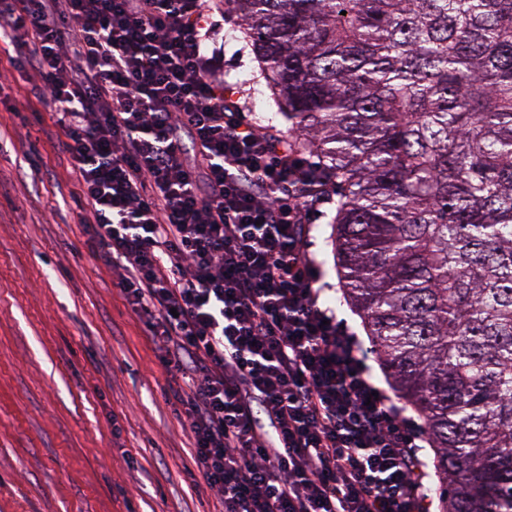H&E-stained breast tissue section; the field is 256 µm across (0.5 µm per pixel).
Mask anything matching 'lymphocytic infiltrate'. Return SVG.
<instances>
[{"mask_svg":"<svg viewBox=\"0 0 512 512\" xmlns=\"http://www.w3.org/2000/svg\"><path fill=\"white\" fill-rule=\"evenodd\" d=\"M211 0H0L95 256L145 318L221 512H421L422 434L319 304L320 167L230 100Z\"/></svg>","mask_w":512,"mask_h":512,"instance_id":"lymphocytic-infiltrate-1","label":"lymphocytic infiltrate"}]
</instances>
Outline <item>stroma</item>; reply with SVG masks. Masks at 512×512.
I'll return each instance as SVG.
<instances>
[{
	"instance_id": "35a3bbf8",
	"label": "stroma",
	"mask_w": 512,
	"mask_h": 512,
	"mask_svg": "<svg viewBox=\"0 0 512 512\" xmlns=\"http://www.w3.org/2000/svg\"><path fill=\"white\" fill-rule=\"evenodd\" d=\"M210 21L235 101L287 137L238 17ZM17 54L0 42V512H217L187 471L189 432L145 324L91 254L67 138ZM335 209L332 194L319 204L307 252L321 306L359 335L326 242Z\"/></svg>"
}]
</instances>
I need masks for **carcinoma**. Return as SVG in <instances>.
<instances>
[{"label": "carcinoma", "mask_w": 512, "mask_h": 512, "mask_svg": "<svg viewBox=\"0 0 512 512\" xmlns=\"http://www.w3.org/2000/svg\"><path fill=\"white\" fill-rule=\"evenodd\" d=\"M336 193L344 302L443 512H512V0H228Z\"/></svg>", "instance_id": "obj_1"}]
</instances>
